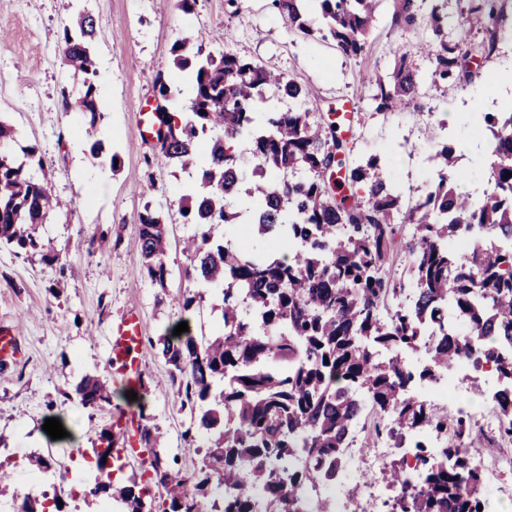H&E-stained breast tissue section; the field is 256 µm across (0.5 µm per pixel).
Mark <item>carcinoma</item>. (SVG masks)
I'll return each mask as SVG.
<instances>
[{
  "label": "carcinoma",
  "mask_w": 512,
  "mask_h": 512,
  "mask_svg": "<svg viewBox=\"0 0 512 512\" xmlns=\"http://www.w3.org/2000/svg\"><path fill=\"white\" fill-rule=\"evenodd\" d=\"M288 28L305 37L331 38L346 57L364 54L380 0H273ZM391 0L392 25L420 23L430 40L416 53L433 64L430 82L469 85L475 59L496 50L507 0H465L462 14L482 19L481 40H448V0ZM102 30L88 14L75 15L62 34L63 64L79 77L81 92L63 99L86 117L90 156L99 158L101 118L93 43ZM173 65L191 76L189 105L178 120L158 115L161 144L155 160L191 179L179 208L196 226L184 241L183 276L204 292L217 291L221 328L209 338L187 331L158 337L180 409L208 435L200 467L173 472L156 447L158 427L141 425L151 448L153 479L166 490L155 503L133 480L116 490L121 512H333L311 503L308 486L342 471V452L353 430L400 449L429 431L449 437L439 452L414 442L418 481L399 464L387 479L400 493L388 512H480L484 480L473 464L469 420L436 416L426 402L404 398L409 386L431 385L463 361L494 367L503 387L491 400L500 437L512 440V106L485 112L474 134L490 133L493 146L483 176L459 168L448 135L428 160L429 190L401 207L392 157L353 161L350 140L334 122L308 107L310 91L256 62L203 55L189 34L172 48ZM422 76L401 55L393 70L371 74L377 112L412 104L424 108ZM296 103L287 112H262L265 91ZM165 100L183 90L159 77ZM245 140L256 179L240 197L238 155L227 142ZM17 145L16 129L0 120V246L42 252L37 228L59 207L35 145ZM136 247L147 275L166 287L168 237L164 216L148 208L137 216ZM246 224L251 238L277 237L296 252L289 259H257L246 245L219 232ZM410 226V235L402 232ZM482 237L468 252L448 249L451 239ZM408 258V273L393 266ZM91 411L111 403L109 382L87 375L75 387ZM52 501L24 499L20 512H62Z\"/></svg>",
  "instance_id": "obj_1"
}]
</instances>
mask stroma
Wrapping results in <instances>:
<instances>
[{
  "label": "stroma",
  "instance_id": "stroma-1",
  "mask_svg": "<svg viewBox=\"0 0 512 512\" xmlns=\"http://www.w3.org/2000/svg\"><path fill=\"white\" fill-rule=\"evenodd\" d=\"M78 12L91 14L103 30L94 43L103 115L96 160L89 154L83 115L61 106L64 95L79 88L62 63L60 43L64 26ZM0 30L9 34L0 43V118L14 125L20 145H37L51 162L61 201L39 227L59 262L0 248V329L12 330L21 345L19 358L0 361V460L14 472L13 484L0 489V512H19L28 485L36 499L63 487V512H103L111 494L89 496L85 485L96 480L93 450L100 447L101 434H116L117 416L134 413L159 427V451L168 467L191 470L202 461L185 447L190 414L180 410L167 381L169 368L151 345L181 320L196 336L218 331L216 295L206 294L187 311L177 306L196 291L181 274L188 263L182 242L194 232L179 212L186 176L157 164L152 145L140 141L141 115L153 111L158 99L157 77L181 87L188 82L187 72L172 63L174 42L198 33L204 52L229 53L296 80L310 90L320 111L351 103L355 156L392 155L406 204L430 184L423 166L440 135V121L448 111H467L473 89L426 84L423 110L375 112L369 90L361 86L365 74L389 73L403 54L420 73L430 68L428 58L413 52L428 30L393 28L389 0H381L367 52L358 59L342 55L333 41L290 30L273 0H198L190 13L161 7L159 0H0ZM149 180L155 189L147 194L143 185ZM147 208L168 222L172 275L163 289L148 278L135 248L137 215ZM93 238L102 239V246L90 247ZM131 310L140 313L143 325L138 354L143 385L133 401L108 345L113 323ZM87 375L112 386L110 403L93 412L72 395ZM49 418L60 419L65 438L54 440L44 431ZM33 455L67 467L68 482L31 470Z\"/></svg>",
  "mask_w": 512,
  "mask_h": 512
}]
</instances>
